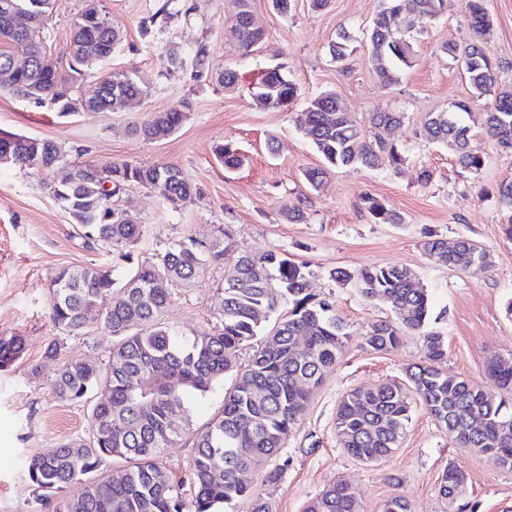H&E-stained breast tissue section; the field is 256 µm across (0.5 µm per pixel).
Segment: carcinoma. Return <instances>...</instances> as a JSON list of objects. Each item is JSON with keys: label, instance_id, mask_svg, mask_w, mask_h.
<instances>
[{"label": "carcinoma", "instance_id": "cac0c4a2", "mask_svg": "<svg viewBox=\"0 0 512 512\" xmlns=\"http://www.w3.org/2000/svg\"><path fill=\"white\" fill-rule=\"evenodd\" d=\"M166 0L144 19L145 30L162 28L175 14ZM443 0H380L369 34L368 63L384 86L399 80L415 63L409 34L435 20ZM55 0H0V92L32 101L61 114L74 110L82 97L80 77L107 62L120 48L121 33L104 25L91 10L72 20L73 38L67 65H45L49 56L43 37L32 39L14 22L19 15L52 19ZM464 14L473 39L461 49L454 44L443 52L462 60L472 97L458 100L450 112L425 116L421 135L448 147L457 164L478 172L485 153L471 145V127L463 115L472 105L490 98L481 113L482 123L498 147L512 150V89L498 85L496 66L479 42L491 21L483 0H464ZM264 37L250 0H239L230 39L248 52ZM346 31L331 46L341 62L352 54ZM194 65L191 78L210 80L226 90L239 85L230 68L210 67L203 42L188 52ZM16 57L26 66L13 64ZM95 111L113 112L130 100L148 94L150 81L135 71H104L97 79ZM265 106L282 110L299 96L286 67L266 72L252 87ZM191 102L180 101L166 112H156L134 126L146 140L172 135L187 117ZM401 112H371L364 127L346 112L334 92L311 99L300 113L299 124L328 167L364 166L398 168L402 150L385 133L398 127ZM9 150L11 165L36 172L69 170L67 178L51 185L56 201L71 215L82 236L128 261L122 277L105 266L76 265L57 269L50 281L51 320L58 336L45 350L56 364L53 385L57 396L86 402L103 386L108 397L96 401L85 437L67 439L56 450L25 462L28 480L42 503L53 512H218L239 500L251 501L252 512H272L254 490L252 474L277 455L302 419L313 391L344 354L351 333L336 315L334 303L307 292L306 275L299 264L272 252L234 253L224 230L207 243L190 237L156 254L148 263H132L131 249L142 237V225L119 209L116 201L128 187L139 185L159 191L173 207L199 198L202 189L181 168L162 164L69 162L61 146L51 140L20 134L0 136V152ZM215 157L228 168L242 165L230 144L214 147ZM368 212L382 224H399L402 217L374 198L365 200ZM426 255L439 265L467 269L488 264V253L468 238L446 241L429 238ZM224 261V281L217 288L219 325L204 335L186 336L165 321L172 288L194 285L211 261ZM331 277L357 288L370 300L390 304L393 321L373 323L364 334L366 345L382 352L395 348L400 336L423 338L421 362L406 368L405 379L387 381L346 393L336 409L337 443L346 453L365 462H377L400 447L413 401L421 402L436 422L462 447L475 454H490L512 469V363L492 358L486 370L501 391L497 395L464 378L451 377L439 367L446 350L443 337L426 331L431 299L407 267L381 266L360 270L338 269ZM112 297L103 312L96 300ZM99 332L112 338L104 367L81 359L58 362L63 340ZM252 349L244 368L239 352ZM24 351L20 336H0V369L12 365ZM235 374L224 392L221 413L206 429L191 433L187 397L203 395ZM510 398L502 397V393ZM191 436L194 454L188 473L176 480L163 464L172 449ZM112 461V472H102ZM466 476L450 466L442 476L439 493L452 502L462 494ZM72 484L80 494L61 495ZM193 490L185 503L183 487ZM305 512H361L350 483L338 481L312 499Z\"/></svg>", "mask_w": 512, "mask_h": 512}]
</instances>
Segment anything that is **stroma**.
I'll return each mask as SVG.
<instances>
[{"instance_id":"obj_1","label":"stroma","mask_w":512,"mask_h":512,"mask_svg":"<svg viewBox=\"0 0 512 512\" xmlns=\"http://www.w3.org/2000/svg\"><path fill=\"white\" fill-rule=\"evenodd\" d=\"M190 16L175 17L165 30L143 33L140 23L158 0H99V7L124 37V47L109 66L146 76L152 90L123 112H73L62 115L0 92V132L49 139L71 161H132L147 166L175 164L203 190L200 198L172 207L151 189L133 186L120 207L143 226L132 249L144 261L170 244L193 237L211 239L217 227L230 229L235 252L280 253L304 264L308 289L330 297L351 338L336 368L314 393L300 423L290 434L281 458L288 469L275 484L262 473L253 481L273 512H304L307 502L339 480L352 484L363 512H384L387 500L405 496L412 512H512V470L490 455H476L457 443L421 403L397 451L375 463L360 462L339 448L336 408L356 387L403 378L423 356V338L401 336L387 352L367 347L363 335L373 323L393 319L390 306L364 298L357 289L332 279L335 269L404 266L413 270L432 302L428 328L443 336L447 355L440 367L484 389L493 357L512 360V239L503 227L512 211L498 200L500 184L512 182V151L501 150L483 127L473 125L472 141L486 154L481 171L460 168L446 147L420 136L429 112L469 98L470 86L460 62L442 51L465 45L470 31L462 0H444L441 15L416 37L417 63L398 83L382 86L367 62V29L379 0H329L320 11L309 0H291L287 14L270 0H251L264 38L249 55L228 41L236 0H198ZM492 26L483 46L497 64L502 84L512 85V0H484ZM84 0H56L46 31V46L65 63L72 39V16ZM357 41L343 62L330 54L341 30ZM209 46L212 67L238 71L235 91L212 82H196L191 64L172 68L168 52L199 41ZM286 64L300 95L287 109L273 110L249 92L262 72ZM336 91L347 112L365 120L376 111L403 113L402 124L388 137L401 148L398 170L353 166L332 170L317 188L303 179L306 169L323 160L297 122L310 99ZM192 110L180 129L162 140H146L132 127L144 116L164 112L181 100ZM224 143L236 148L243 163L230 170L213 153ZM430 170V182L420 174ZM49 175L0 168V335L24 337L23 356L0 370V512H52L41 505L21 465L24 458L47 455L65 439L87 434L89 407L60 399L52 386V366L44 350L56 331L49 317V283L56 268L88 263L123 268L117 255L81 238L68 212L52 196ZM382 200L402 215L399 224H381L368 213L366 197ZM302 204L305 218L288 221L285 208ZM467 237L489 253L491 264L465 270L434 264L424 253L427 237ZM224 267L209 264L194 286H175L168 320L185 333H206L218 324L216 289ZM109 338L92 334L65 339L62 359L107 363ZM466 476L457 507L441 497L439 484L448 466Z\"/></svg>"}]
</instances>
